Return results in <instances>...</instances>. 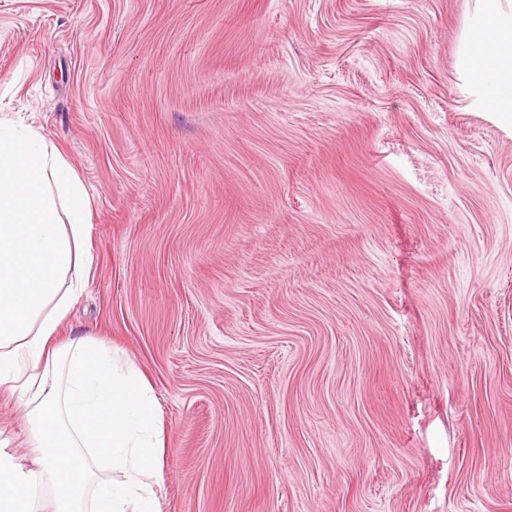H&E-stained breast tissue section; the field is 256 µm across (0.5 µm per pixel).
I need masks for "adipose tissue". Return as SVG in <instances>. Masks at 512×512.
Segmentation results:
<instances>
[{"label":"adipose tissue","instance_id":"ef3b65f1","mask_svg":"<svg viewBox=\"0 0 512 512\" xmlns=\"http://www.w3.org/2000/svg\"><path fill=\"white\" fill-rule=\"evenodd\" d=\"M459 56L512 123V0H475ZM87 188L41 128L0 117V389L27 409L32 466L0 449V512H161L164 439L146 380L62 338L93 264ZM106 462L119 483L99 480Z\"/></svg>","mask_w":512,"mask_h":512}]
</instances>
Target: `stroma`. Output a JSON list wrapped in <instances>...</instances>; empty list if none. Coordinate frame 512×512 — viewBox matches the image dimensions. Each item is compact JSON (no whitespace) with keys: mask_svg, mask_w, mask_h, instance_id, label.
<instances>
[{"mask_svg":"<svg viewBox=\"0 0 512 512\" xmlns=\"http://www.w3.org/2000/svg\"><path fill=\"white\" fill-rule=\"evenodd\" d=\"M474 0H0V117L91 198L64 335L150 384L162 512H512V124ZM0 447L30 459L0 393ZM459 56L481 106L512 123L511 0H475Z\"/></svg>","mask_w":512,"mask_h":512,"instance_id":"stroma-1","label":"stroma"}]
</instances>
